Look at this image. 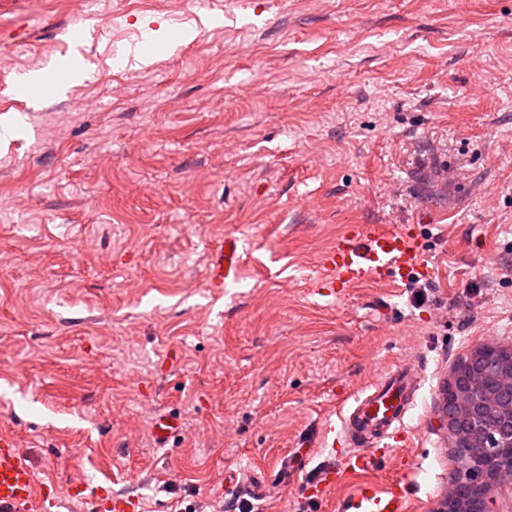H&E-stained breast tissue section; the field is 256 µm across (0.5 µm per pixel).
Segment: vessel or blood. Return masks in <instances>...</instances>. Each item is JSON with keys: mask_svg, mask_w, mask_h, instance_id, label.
<instances>
[{"mask_svg": "<svg viewBox=\"0 0 512 512\" xmlns=\"http://www.w3.org/2000/svg\"><path fill=\"white\" fill-rule=\"evenodd\" d=\"M246 256L238 237L226 233L212 251L209 287L220 289L237 278ZM321 267L327 287L341 293L369 282L404 287L432 272L425 235L416 224L350 225L323 254ZM420 386L418 366H394L356 394L352 405L339 411L337 420L326 421L318 441L340 445L341 451L310 472L303 502H323L328 490L350 477L354 483L337 501V512H411L406 491L411 456L401 457L396 476L381 481L374 473L387 444L403 429ZM180 431V417L171 411L160 413L151 422V432L161 448L170 445ZM75 494L71 485H39L23 452L0 441V512H57L63 497ZM137 506L133 497L116 493L106 494L95 504L97 512H135Z\"/></svg>", "mask_w": 512, "mask_h": 512, "instance_id": "b4317fda", "label": "vessel or blood"}]
</instances>
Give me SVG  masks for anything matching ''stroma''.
<instances>
[{
  "label": "stroma",
  "instance_id": "stroma-1",
  "mask_svg": "<svg viewBox=\"0 0 512 512\" xmlns=\"http://www.w3.org/2000/svg\"><path fill=\"white\" fill-rule=\"evenodd\" d=\"M40 0L0 24V437L39 482L227 512L384 370L419 360L415 512H439L457 361L512 344V0ZM81 26L93 78L13 85ZM148 62L136 58L138 51ZM424 227V286L318 293L351 224ZM248 262L215 293L210 250ZM182 412L174 447L149 423ZM307 470L253 501L303 512Z\"/></svg>",
  "mask_w": 512,
  "mask_h": 512
}]
</instances>
